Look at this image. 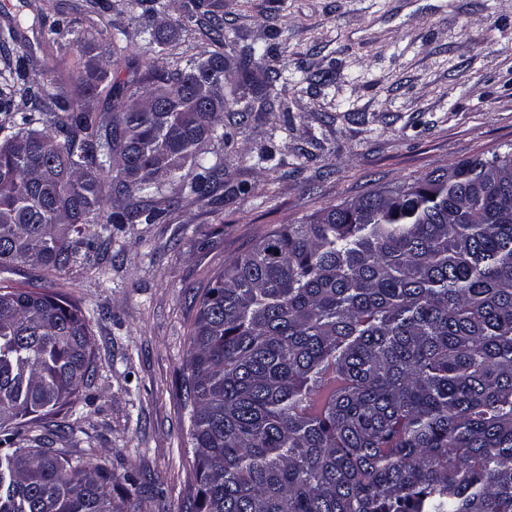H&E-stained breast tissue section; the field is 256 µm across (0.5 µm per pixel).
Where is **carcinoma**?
I'll return each instance as SVG.
<instances>
[{
  "instance_id": "1",
  "label": "carcinoma",
  "mask_w": 512,
  "mask_h": 512,
  "mask_svg": "<svg viewBox=\"0 0 512 512\" xmlns=\"http://www.w3.org/2000/svg\"><path fill=\"white\" fill-rule=\"evenodd\" d=\"M150 78L114 75L127 47L60 19L33 23L59 53L108 64L26 81L17 53L0 90V268L60 270L98 224H154L169 181L210 203L224 113V15L186 0L211 50L172 52L160 0H131ZM31 109L15 108V98ZM110 104L93 110L85 99ZM96 344L58 292L0 285V512H126L106 465L17 440L74 406ZM184 381L196 493L187 512H512V147L327 206L268 232L214 274L189 334Z\"/></svg>"
}]
</instances>
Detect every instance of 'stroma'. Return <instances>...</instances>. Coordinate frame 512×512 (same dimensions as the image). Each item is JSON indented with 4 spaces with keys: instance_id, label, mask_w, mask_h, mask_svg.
Instances as JSON below:
<instances>
[{
    "instance_id": "stroma-1",
    "label": "stroma",
    "mask_w": 512,
    "mask_h": 512,
    "mask_svg": "<svg viewBox=\"0 0 512 512\" xmlns=\"http://www.w3.org/2000/svg\"><path fill=\"white\" fill-rule=\"evenodd\" d=\"M63 4L76 30L107 38L127 0ZM226 52L264 50L277 73L264 110L224 115L204 145L224 171L223 206L163 189L156 224H102L96 249L57 272L13 266L0 281L66 294L90 320L94 372L75 411L31 421V443L106 463L131 512H183L194 482L183 401L196 294L269 231L512 144V0H221ZM40 86L70 71L24 25Z\"/></svg>"
}]
</instances>
